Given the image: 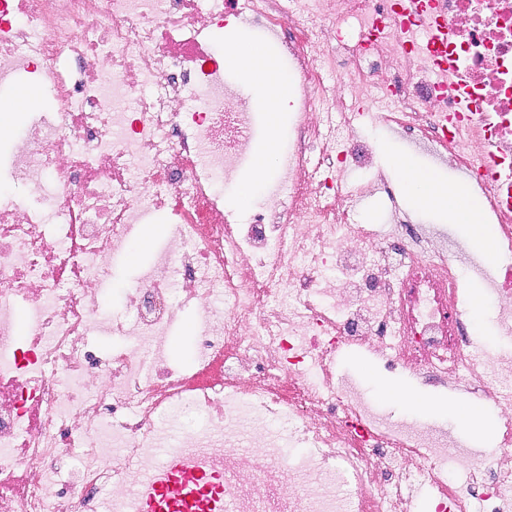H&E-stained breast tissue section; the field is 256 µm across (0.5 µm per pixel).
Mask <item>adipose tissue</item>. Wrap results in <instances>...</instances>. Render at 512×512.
I'll return each instance as SVG.
<instances>
[{
    "mask_svg": "<svg viewBox=\"0 0 512 512\" xmlns=\"http://www.w3.org/2000/svg\"><path fill=\"white\" fill-rule=\"evenodd\" d=\"M221 40L225 68L258 75L259 80L252 87L253 95L271 118H278L288 107V97L280 92L279 86L289 83V75L276 72L275 79H268V72L276 71V64L263 43L229 32L222 33ZM393 163L408 198L416 207L438 212L445 222L468 225L476 245L487 250L492 248L489 231L478 224L476 211L460 187L449 185L408 157H394Z\"/></svg>",
    "mask_w": 512,
    "mask_h": 512,
    "instance_id": "1",
    "label": "adipose tissue"
}]
</instances>
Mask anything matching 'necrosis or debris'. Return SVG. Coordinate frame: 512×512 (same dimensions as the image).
<instances>
[{"label": "necrosis or debris", "mask_w": 512, "mask_h": 512, "mask_svg": "<svg viewBox=\"0 0 512 512\" xmlns=\"http://www.w3.org/2000/svg\"><path fill=\"white\" fill-rule=\"evenodd\" d=\"M394 2L0 0V85L34 74L51 102L22 131L0 125V183L36 199L0 197V512H136L180 409L179 450L233 512H414L422 489L432 512H512V0H428L447 82L403 48L425 18L396 22ZM230 17L272 42L295 91L280 176L248 224L214 187L258 129L206 39ZM338 63L350 90L328 78ZM357 99L466 181L492 255L462 268L403 208L356 136ZM371 199L382 226L358 221ZM157 214L170 237L104 313L114 259ZM470 278L495 303L496 346L475 332ZM187 309L184 366L166 342ZM102 333L117 339L104 355ZM348 347L483 402L498 450L386 422L337 381Z\"/></svg>", "instance_id": "obj_1"}]
</instances>
